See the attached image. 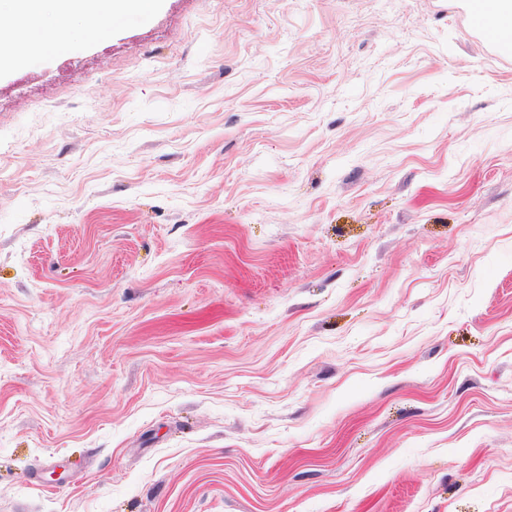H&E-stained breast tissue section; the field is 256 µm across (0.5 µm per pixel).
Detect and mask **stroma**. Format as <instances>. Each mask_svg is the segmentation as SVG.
<instances>
[{
	"instance_id": "1",
	"label": "stroma",
	"mask_w": 512,
	"mask_h": 512,
	"mask_svg": "<svg viewBox=\"0 0 512 512\" xmlns=\"http://www.w3.org/2000/svg\"><path fill=\"white\" fill-rule=\"evenodd\" d=\"M0 66V512H512V51L470 0H158Z\"/></svg>"
}]
</instances>
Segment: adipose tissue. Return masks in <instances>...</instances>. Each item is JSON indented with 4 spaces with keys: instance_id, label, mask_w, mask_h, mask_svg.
Segmentation results:
<instances>
[{
    "instance_id": "ef3b65f1",
    "label": "adipose tissue",
    "mask_w": 512,
    "mask_h": 512,
    "mask_svg": "<svg viewBox=\"0 0 512 512\" xmlns=\"http://www.w3.org/2000/svg\"><path fill=\"white\" fill-rule=\"evenodd\" d=\"M477 25L492 40L512 49V0H472ZM150 0H38L33 14L20 16L18 0H0V13L20 17L28 42L73 52L80 42L73 24L106 32L113 23L143 14Z\"/></svg>"
}]
</instances>
